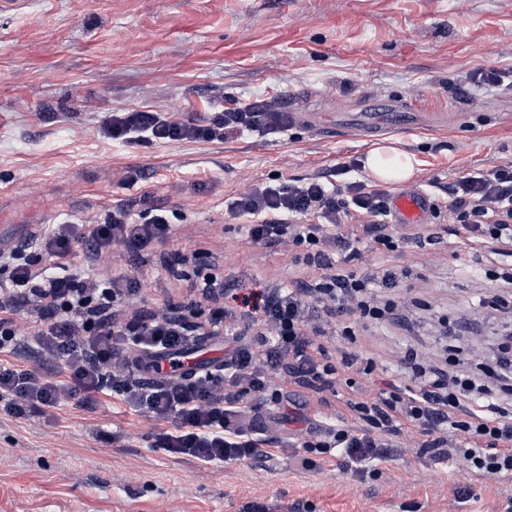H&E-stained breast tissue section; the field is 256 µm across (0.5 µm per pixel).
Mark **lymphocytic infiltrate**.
Here are the masks:
<instances>
[{"instance_id":"obj_1","label":"lymphocytic infiltrate","mask_w":512,"mask_h":512,"mask_svg":"<svg viewBox=\"0 0 512 512\" xmlns=\"http://www.w3.org/2000/svg\"><path fill=\"white\" fill-rule=\"evenodd\" d=\"M292 117L276 102L224 108L203 124L176 120L151 109L113 106L102 132L129 147L147 140L213 141L230 136L275 135ZM448 242L486 251L504 267L502 285L512 288V164L492 165L448 189ZM227 209L250 217L256 246L298 252L310 280L268 284L245 310L226 306L233 280L218 273L223 256L191 254L195 275L183 299L151 311L141 307L144 268L153 251L175 231L165 213L137 223L116 210L108 224H56L34 239L47 266L27 260L26 246L13 249L8 285L0 287V352L30 353L62 373L52 379L39 368L0 363V409L15 419L45 415L62 401L109 392L149 418L174 421L161 445L207 465L266 457L269 449L246 412L282 406L284 388L313 391L319 403L339 398L353 424L301 435L303 469L324 457H340L352 475L390 457L400 433L430 437L443 459L469 475L499 483L512 478V409L492 402L486 382L460 370L442 376L415 356L410 385L386 383L372 396L358 377L373 374L371 360L348 348L330 352L345 314L360 320L402 315L409 292L397 289L401 271L365 273L350 268L361 246L397 252L415 234L393 224L385 191L361 180L341 185L314 177L296 184L252 183ZM111 254L121 268L109 279L95 267ZM224 337L230 343L222 366L192 375L169 373L144 384L133 377L142 360L183 352L192 335Z\"/></svg>"}]
</instances>
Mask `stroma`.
I'll return each mask as SVG.
<instances>
[{
    "mask_svg": "<svg viewBox=\"0 0 512 512\" xmlns=\"http://www.w3.org/2000/svg\"><path fill=\"white\" fill-rule=\"evenodd\" d=\"M512 67V0H0V253L51 224H106L116 209L143 222L175 215V235L145 268V308L185 296L184 255L223 251L238 282L232 306L302 269L251 244L227 205L249 183L367 179L359 163L376 143L409 151L411 186H445L490 164L512 163V90L468 88L470 72ZM259 98L294 120L278 136L212 142L104 138L108 105L205 123L214 110ZM405 112L431 125L366 133L297 120L300 112ZM354 171L338 174L341 164ZM355 268L405 267L431 313L358 325L352 351L374 361L368 393L408 382L410 352L461 365L490 362L512 313L476 301L492 265L447 243L386 256L362 249ZM469 312L459 335L437 318ZM274 454L209 466L157 447L159 424L115 398L64 401L29 423L0 415V512H505L499 483L468 477L400 436L380 478L351 477L326 458L302 469L299 424L256 412ZM471 484L467 502L455 489Z\"/></svg>",
    "mask_w": 512,
    "mask_h": 512,
    "instance_id": "1",
    "label": "stroma"
}]
</instances>
